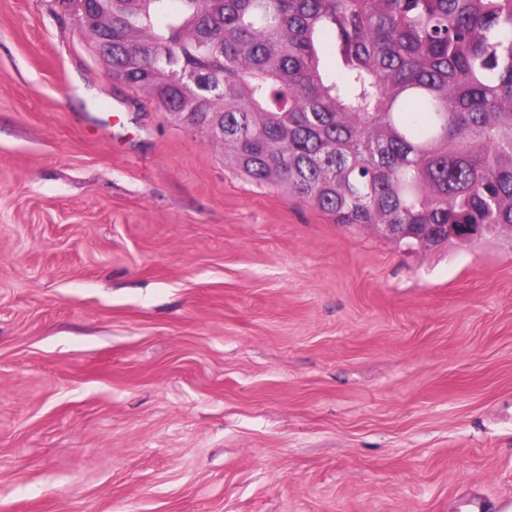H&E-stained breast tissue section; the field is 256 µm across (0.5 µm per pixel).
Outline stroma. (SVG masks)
<instances>
[{
	"instance_id": "stroma-1",
	"label": "stroma",
	"mask_w": 512,
	"mask_h": 512,
	"mask_svg": "<svg viewBox=\"0 0 512 512\" xmlns=\"http://www.w3.org/2000/svg\"><path fill=\"white\" fill-rule=\"evenodd\" d=\"M0 512H512V241L256 188L0 0Z\"/></svg>"
}]
</instances>
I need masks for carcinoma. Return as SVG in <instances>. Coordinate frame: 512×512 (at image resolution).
<instances>
[{"instance_id": "obj_1", "label": "carcinoma", "mask_w": 512, "mask_h": 512, "mask_svg": "<svg viewBox=\"0 0 512 512\" xmlns=\"http://www.w3.org/2000/svg\"><path fill=\"white\" fill-rule=\"evenodd\" d=\"M80 36L251 184L334 223L512 232V0H76Z\"/></svg>"}]
</instances>
